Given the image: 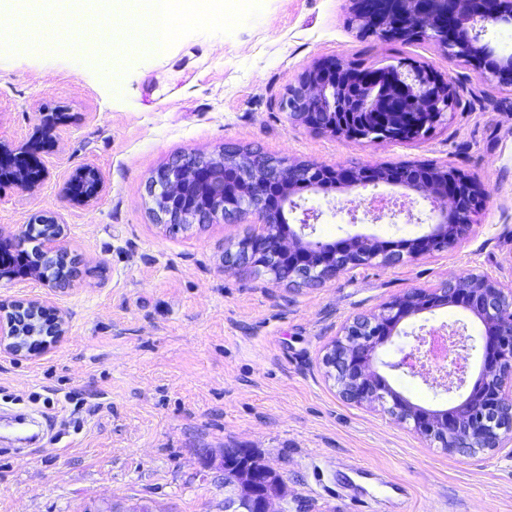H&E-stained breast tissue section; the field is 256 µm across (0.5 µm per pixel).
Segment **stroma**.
<instances>
[{"label": "stroma", "instance_id": "stroma-1", "mask_svg": "<svg viewBox=\"0 0 512 512\" xmlns=\"http://www.w3.org/2000/svg\"><path fill=\"white\" fill-rule=\"evenodd\" d=\"M348 0H224L206 19L178 18L164 53L111 44L76 51L77 29L49 54L20 53L0 37V140L26 143L43 113L67 112L44 154L48 177L30 191L0 188V234L34 213L68 229L85 260L59 303L71 330L42 356L0 357V412L32 413L44 438L17 452L0 444V512H83L102 500L124 512H224V474L204 451L245 448L276 470L288 512H362L337 493L353 479L376 512H512V458L448 454L381 408L343 400L324 374L341 325L413 288L468 273L512 284V87L480 79L422 40L389 41L349 22ZM340 58L364 67L424 65L449 79L454 108L428 136L391 143L317 132L283 109L303 72ZM239 146L329 167L403 162L452 167L488 191L483 214L455 247L393 267L362 266L317 288L223 267L249 222L173 233L151 212L148 182L181 154ZM104 186L86 206L64 187L81 166ZM407 212L374 218V196ZM319 212L318 235L411 238L432 222L430 203L403 187L301 189ZM481 322L455 306L406 319L378 356L389 361L420 327ZM413 403L451 407L456 394L385 371ZM367 477L356 476V468ZM405 493H382L383 481Z\"/></svg>", "mask_w": 512, "mask_h": 512}]
</instances>
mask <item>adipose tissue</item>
<instances>
[{"mask_svg": "<svg viewBox=\"0 0 512 512\" xmlns=\"http://www.w3.org/2000/svg\"><path fill=\"white\" fill-rule=\"evenodd\" d=\"M25 14H42L49 9L71 18L107 16L115 24L134 20L141 42L153 50H163L173 35L172 22L179 16L201 17L223 9L224 0H22ZM113 28L93 26L86 38L90 41L117 40Z\"/></svg>", "mask_w": 512, "mask_h": 512, "instance_id": "1", "label": "adipose tissue"}]
</instances>
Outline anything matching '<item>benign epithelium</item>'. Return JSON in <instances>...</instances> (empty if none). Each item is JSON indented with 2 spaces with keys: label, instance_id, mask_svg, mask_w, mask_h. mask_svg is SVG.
<instances>
[{
  "label": "benign epithelium",
  "instance_id": "benign-epithelium-1",
  "mask_svg": "<svg viewBox=\"0 0 512 512\" xmlns=\"http://www.w3.org/2000/svg\"><path fill=\"white\" fill-rule=\"evenodd\" d=\"M352 19L361 28L385 39L420 38L433 43L448 59L472 61L479 77L502 86L512 85V57H498L481 37L490 28L512 24V0H351ZM451 83L426 66L398 64L365 69L334 61L307 72L284 102L290 117L324 132L350 140L400 141L421 137L427 128L452 110ZM64 119L63 113L44 115L38 136L20 146L0 142V186L34 189L45 177L41 153L49 135ZM339 176L359 189L380 183L400 185L433 203L434 224L421 236L369 242L359 236L340 240L339 246L306 239L315 231L303 213L299 229L285 225V208H297L294 185L320 188L324 175ZM102 176L92 166L75 171L65 193L73 202L87 204L98 195ZM150 196L157 223L173 232L192 224L217 219H251L258 229L226 252L225 268L244 263L260 275L277 281L315 286L365 264L393 266L448 250L469 231L483 212L488 193L484 187L453 172L445 180L419 179L410 168L389 170L367 165L332 169L316 163H292L258 154L226 150L217 159L177 158L163 166L150 181ZM18 253L28 265L17 272L0 262V287L19 278L41 283L50 292L71 289L81 263L69 247L64 225L38 214L19 232L0 235V256ZM440 305L472 313L484 327L476 338L481 370L467 385L464 366L435 377L426 364L429 335L415 336L410 351L383 366L451 392L466 388L445 410H428L395 391L379 373L378 351L398 335L399 324ZM70 317L50 297L0 293V356L13 361L30 359L57 347L68 336ZM323 364L339 395L355 404H378L400 423H412L422 439L450 453L475 456L512 443V289L499 280L471 273L436 288H415L382 305L370 316L348 322L326 347ZM206 464L224 471V512H284L274 510L281 476L258 463L244 448H225L220 456L205 454Z\"/></svg>",
  "mask_w": 512,
  "mask_h": 512
}]
</instances>
